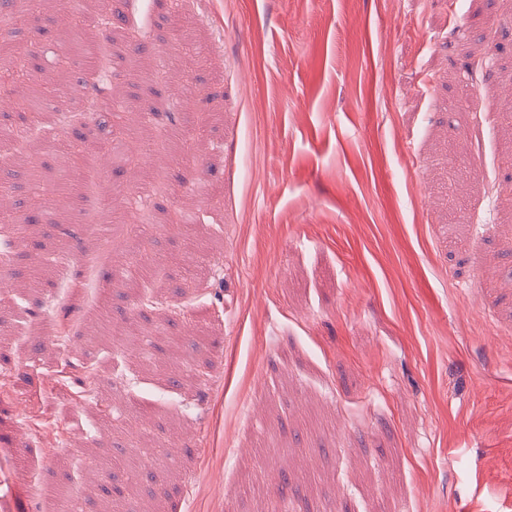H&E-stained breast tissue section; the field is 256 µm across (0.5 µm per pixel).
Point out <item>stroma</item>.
Masks as SVG:
<instances>
[{"mask_svg":"<svg viewBox=\"0 0 512 512\" xmlns=\"http://www.w3.org/2000/svg\"><path fill=\"white\" fill-rule=\"evenodd\" d=\"M121 9L85 40L133 65L94 84L134 92L133 147L172 111L184 143L108 161L90 111L8 144L13 205L43 204L0 292V512H512V0ZM69 25L0 24L19 95L85 82Z\"/></svg>","mask_w":512,"mask_h":512,"instance_id":"1","label":"stroma"}]
</instances>
